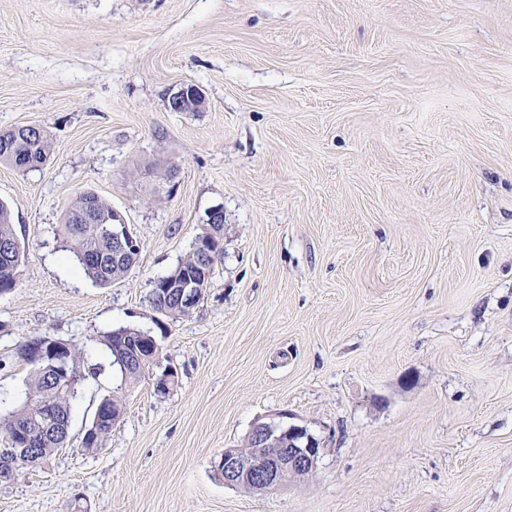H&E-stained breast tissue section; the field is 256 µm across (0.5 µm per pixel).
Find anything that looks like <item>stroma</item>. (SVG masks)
Returning <instances> with one entry per match:
<instances>
[{"instance_id":"stroma-1","label":"stroma","mask_w":512,"mask_h":512,"mask_svg":"<svg viewBox=\"0 0 512 512\" xmlns=\"http://www.w3.org/2000/svg\"><path fill=\"white\" fill-rule=\"evenodd\" d=\"M185 84L205 107L168 111ZM21 125L51 153L0 165L24 250L0 412L27 340L90 369L125 326L159 357L130 388L86 377L65 449L0 482V512H512V0H0V129ZM87 190L141 242L107 288L59 232ZM216 207L209 288L160 314L157 279ZM258 421L306 427L314 472L225 486ZM224 212L221 209H213L208 214V224H205L201 234L212 235V231L219 228L221 233L216 235V241L214 242L215 250L213 256L215 261L221 258L224 253ZM99 405H101L103 407V410H102L103 419L101 420L100 423L97 424V430L100 434V437H99V434L94 429H91V427L88 428L87 431L85 432L84 438H83V445L85 447H87L88 449L96 448L97 446H99V444H100V447H98V448L102 447L103 442L106 440V438L112 431V426L114 425V423H116V421H118L120 419L121 415L123 414V410H124V406H123L121 400L118 398H113V397L104 398L100 402ZM112 408H113V418H112ZM118 411H119V415L116 418Z\"/></svg>"}]
</instances>
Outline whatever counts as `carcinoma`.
<instances>
[{"label": "carcinoma", "mask_w": 512, "mask_h": 512, "mask_svg": "<svg viewBox=\"0 0 512 512\" xmlns=\"http://www.w3.org/2000/svg\"><path fill=\"white\" fill-rule=\"evenodd\" d=\"M48 154V139L45 130L16 127L0 130V163L15 166L19 157L30 159L29 168L42 165ZM95 204L101 220L90 224L83 219L85 209ZM112 219V207L105 203L93 191L81 193L67 211L63 224V237L76 262L77 267L100 287H109L120 280L130 270L137 255L127 256L125 262H112V233L107 229L105 220ZM11 243V253H0V290L8 291L15 287L18 269L22 262L23 251L12 224L11 211L0 202V244ZM25 395L37 399V405L29 407L21 405L16 413L0 416V430L10 431L14 437L32 436L34 447L40 452V460L44 461L57 452L60 442L54 437L46 436L43 427L50 421L71 416L72 404L78 394L69 397L57 396L53 386L39 372H33L31 382ZM103 407V419L97 424L100 441H105L112 432V426L118 418L116 414L124 410L120 399L108 397L100 402Z\"/></svg>", "instance_id": "obj_1"}]
</instances>
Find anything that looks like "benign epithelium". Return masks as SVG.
Wrapping results in <instances>:
<instances>
[{
	"label": "benign epithelium",
	"mask_w": 512,
	"mask_h": 512,
	"mask_svg": "<svg viewBox=\"0 0 512 512\" xmlns=\"http://www.w3.org/2000/svg\"><path fill=\"white\" fill-rule=\"evenodd\" d=\"M201 92L195 85L182 86L171 97L168 106L171 112H183V100ZM112 242L117 249L112 251V260L119 261L128 250H138L139 241L130 232L120 212L112 215ZM165 290L178 299V308L184 314L193 311L200 297L197 279L188 274L181 279L165 284ZM159 353L156 341H151L142 352L117 355L124 369L141 370L153 363ZM28 358L35 370L48 375L56 389L68 394L76 376L73 351L62 340L43 337L30 344ZM319 442L306 429L290 425L256 423L246 445L242 448H226L220 460L215 463L224 485L241 487L249 491L266 492L288 486L296 478L309 475L316 467ZM35 460V449L31 441L22 442L5 437L0 441V463L16 473L20 466Z\"/></svg>",
	"instance_id": "obj_1"
}]
</instances>
